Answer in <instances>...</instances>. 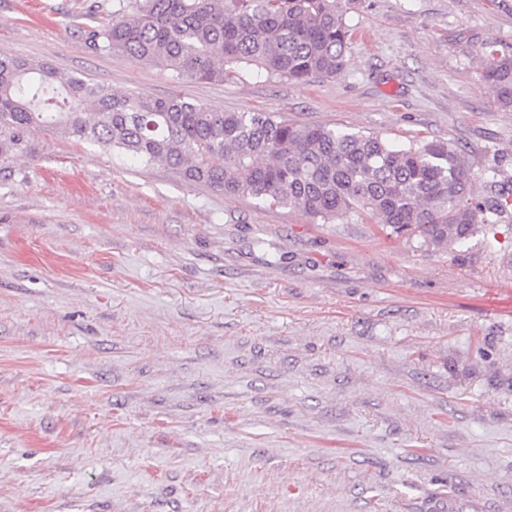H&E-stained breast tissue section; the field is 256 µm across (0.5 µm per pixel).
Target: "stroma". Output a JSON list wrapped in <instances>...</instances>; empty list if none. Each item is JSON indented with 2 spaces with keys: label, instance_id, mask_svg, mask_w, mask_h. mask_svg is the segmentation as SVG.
I'll list each match as a JSON object with an SVG mask.
<instances>
[{
  "label": "stroma",
  "instance_id": "1",
  "mask_svg": "<svg viewBox=\"0 0 512 512\" xmlns=\"http://www.w3.org/2000/svg\"><path fill=\"white\" fill-rule=\"evenodd\" d=\"M122 0H0V51L115 93L448 140L512 196L475 62L512 0H342L341 75L174 79ZM0 159V512H512V215L437 251L48 128Z\"/></svg>",
  "mask_w": 512,
  "mask_h": 512
}]
</instances>
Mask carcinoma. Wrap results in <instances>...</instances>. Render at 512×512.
<instances>
[{"instance_id": "carcinoma-1", "label": "carcinoma", "mask_w": 512, "mask_h": 512, "mask_svg": "<svg viewBox=\"0 0 512 512\" xmlns=\"http://www.w3.org/2000/svg\"><path fill=\"white\" fill-rule=\"evenodd\" d=\"M89 40L177 80L205 82L233 77L242 63L269 79L334 77L349 49L341 0H129ZM476 64L498 104L512 109V54L486 45ZM36 127L324 222L367 212L437 251L463 246L512 204L500 193L477 195L464 154L447 141L395 145L267 112L213 110L180 94L119 96L1 52L0 158L24 154Z\"/></svg>"}]
</instances>
